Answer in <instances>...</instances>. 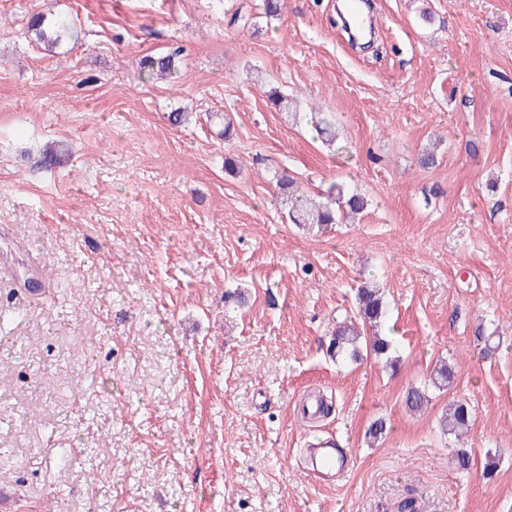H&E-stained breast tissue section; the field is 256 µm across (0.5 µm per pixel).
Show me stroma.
<instances>
[{"instance_id": "1", "label": "stroma", "mask_w": 512, "mask_h": 512, "mask_svg": "<svg viewBox=\"0 0 512 512\" xmlns=\"http://www.w3.org/2000/svg\"><path fill=\"white\" fill-rule=\"evenodd\" d=\"M336 5L284 0L257 33L224 13L259 0H0V512H512V0H376L367 48ZM35 13L77 42H32ZM169 48L177 82L149 78ZM273 88L335 113L336 144ZM284 171L369 206L285 223ZM368 278L392 369L328 353ZM442 360L453 384L409 414ZM319 393L332 413L303 418ZM459 399L461 443L439 426ZM269 100L276 112L285 114L288 121H292L293 123L299 121L301 115L300 104L295 97L284 95L280 91L273 90L269 94ZM316 453L321 457L320 466H313V470L319 477L336 476V470L339 465L336 460V448L331 441L325 442L321 448H317Z\"/></svg>"}]
</instances>
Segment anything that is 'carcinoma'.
<instances>
[{"label":"carcinoma","mask_w":512,"mask_h":512,"mask_svg":"<svg viewBox=\"0 0 512 512\" xmlns=\"http://www.w3.org/2000/svg\"><path fill=\"white\" fill-rule=\"evenodd\" d=\"M46 18L42 14H36L30 20L27 34L33 40L44 45L46 50L53 51L61 46L62 42L70 38V32L66 24L59 23L52 29L45 28ZM178 51H173L162 56H148L144 60V67L148 74L175 73ZM269 100L274 109L286 115L288 120L298 122L300 119L299 101L289 95H284L277 90L269 94ZM315 130L327 142L336 139L335 119L330 114L317 113L315 117ZM279 187V200L281 210L285 214L288 223L302 228L312 229L328 224H341L347 219L362 213L367 207V200L355 190L344 189L337 185L331 186L327 194L320 199L309 198L294 187V180L282 174L277 180ZM357 314L355 319L343 322L332 334L328 350L332 358L338 361L357 360L365 350L375 355H386L393 349L392 341L386 336L377 334L366 337L360 326H368L376 329L381 326L386 316V305L383 298L375 288L364 286L357 294ZM452 378L451 370L444 364L430 375L431 386L441 389L447 386ZM429 386V387H431ZM429 387L414 386L407 390L405 406L411 412L423 410L429 402ZM471 418V410L468 404L462 400L453 402L448 412L442 418V426L450 434L459 435L468 428Z\"/></svg>","instance_id":"carcinoma-1"}]
</instances>
